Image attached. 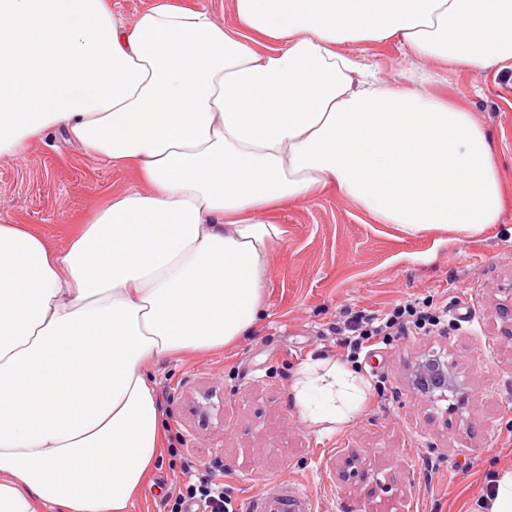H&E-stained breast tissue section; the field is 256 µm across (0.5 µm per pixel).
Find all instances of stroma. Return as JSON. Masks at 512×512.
<instances>
[{
  "mask_svg": "<svg viewBox=\"0 0 512 512\" xmlns=\"http://www.w3.org/2000/svg\"><path fill=\"white\" fill-rule=\"evenodd\" d=\"M379 76L398 80L411 59L394 44L348 45ZM434 94L471 112L489 132L502 171L499 223L476 237H411L374 223L336 188L269 213L284 225L265 285L267 312L252 335L221 352L150 364L170 438L131 512H160L182 484L185 459L224 473L236 499L268 479L308 483L317 512H482L496 468L512 467V69L449 74ZM50 131L24 157L0 156V216L40 229L64 249L113 195L138 184ZM448 307L430 336H393L352 357L347 326L362 312L407 300ZM455 361L465 381L462 417L411 384L427 356ZM328 356L376 377L363 410L342 431L319 435L290 396L309 357Z\"/></svg>",
  "mask_w": 512,
  "mask_h": 512,
  "instance_id": "1",
  "label": "stroma"
}]
</instances>
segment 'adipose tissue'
Instances as JSON below:
<instances>
[{"mask_svg":"<svg viewBox=\"0 0 512 512\" xmlns=\"http://www.w3.org/2000/svg\"><path fill=\"white\" fill-rule=\"evenodd\" d=\"M237 24L162 0H0V156L55 130L128 187L62 251L0 221V512H130L168 439L148 362L252 332L284 225L333 185L377 223L471 237L499 223L485 127L426 93L436 61L512 68V0H232ZM414 58L391 84L347 42ZM369 385L309 359L291 387L322 434ZM112 10L125 22L133 21L136 16L162 2V0H111Z\"/></svg>","mask_w":512,"mask_h":512,"instance_id":"ef3b65f1","label":"adipose tissue"}]
</instances>
